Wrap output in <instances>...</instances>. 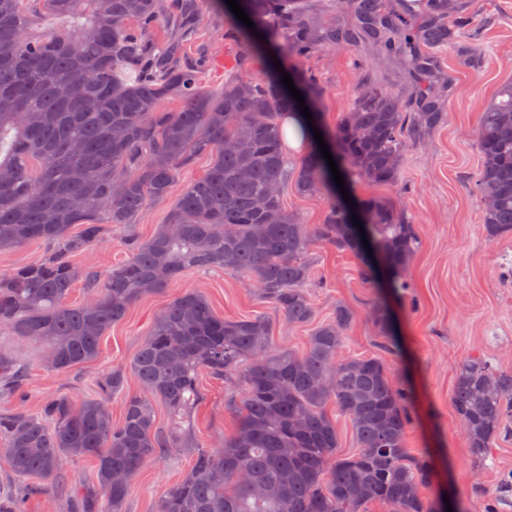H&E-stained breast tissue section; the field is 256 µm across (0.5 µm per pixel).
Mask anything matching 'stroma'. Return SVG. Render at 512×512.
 <instances>
[{
	"mask_svg": "<svg viewBox=\"0 0 512 512\" xmlns=\"http://www.w3.org/2000/svg\"><path fill=\"white\" fill-rule=\"evenodd\" d=\"M465 2L474 26L455 28V47L431 54L436 68L450 77L442 122L409 147L398 184L346 185L354 202L384 196L413 217L420 245L406 271L411 298L387 293L382 281L363 280L359 256L322 244L311 249L319 283L311 297L316 321L332 317L340 304L354 312L343 356L380 358L390 377L408 386L412 420L405 446L418 456L433 455L437 473L426 498L432 501L444 493L454 497L461 512H482L483 500L494 491L500 471L512 470V436L493 444V464L476 465L460 430L451 392L458 365L469 357L485 355L495 366L512 368V282L499 276L501 265L512 260V236L496 241L487 237L474 188L480 168L475 129L481 105L500 84L512 80V0ZM224 7V0H206L199 35L190 47L191 52L209 54L203 82L213 88L223 85L225 73L238 62L236 44L224 37ZM459 45L469 50L467 62L459 60L455 51ZM284 70L294 79L306 74L319 80L322 97L316 110L322 127L329 131L349 110L359 78L376 79L407 102L419 83L415 71L393 57L365 56L352 47L316 49L300 61L287 63ZM210 165V155L197 156L181 171L168 200L150 204L134 223L108 228L105 243L74 256V263L105 272L126 261L127 239L150 238L166 222L182 190ZM186 289L202 292L224 319L264 318L271 326L275 348L303 350L311 334L310 327L288 326L272 303L259 298L247 277L221 269L188 270L170 288L136 301L126 318L103 337L100 357L71 372L47 370L41 362V344H21L0 333V350L27 364V408H36L51 396L83 399L92 394L97 377L116 367H129L155 317ZM381 299L387 302L388 324L380 329L373 311ZM202 384L205 398L194 409L192 421L198 440L216 445L232 435L235 417L228 404L241 401L244 391L207 376ZM190 464L187 453L149 463L125 502V512H154L156 501Z\"/></svg>",
	"mask_w": 512,
	"mask_h": 512,
	"instance_id": "stroma-1",
	"label": "stroma"
}]
</instances>
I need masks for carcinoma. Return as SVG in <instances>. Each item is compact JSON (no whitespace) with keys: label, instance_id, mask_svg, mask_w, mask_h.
I'll list each match as a JSON object with an SVG mask.
<instances>
[{"label":"carcinoma","instance_id":"1","mask_svg":"<svg viewBox=\"0 0 512 512\" xmlns=\"http://www.w3.org/2000/svg\"><path fill=\"white\" fill-rule=\"evenodd\" d=\"M238 2L255 28L225 12L241 44L239 65L224 86L208 89V56L186 52L203 0H0V250L51 246L42 261L0 272V332L43 343L50 370L95 361L103 336L134 302L189 269L241 273L286 324L308 325L315 320L311 244L365 251L322 153L294 161L284 151L281 121L297 100L275 67L255 75L250 62L362 45L419 67L425 50L452 42L448 20L463 19V0H429L423 20L386 0H336V9L354 17L350 26L312 13L307 0ZM42 15L68 19L72 28L44 32ZM284 30L295 34L285 45L278 40ZM168 99L180 107L158 109ZM441 116L429 85L409 112L397 95L361 81L325 140L342 177L392 185L407 146ZM476 137L482 224L496 240L512 233V81L483 105ZM202 153L212 156L208 171L186 186L150 239L126 242L127 262L103 275L71 261L103 242L108 226L128 224L166 199ZM290 178L301 195L330 191L323 223L303 224L285 208ZM363 210L378 259L363 263L361 276L384 273L391 292L403 295L417 246L413 221L384 198L367 199ZM78 283L91 296L69 304ZM354 318L338 304L302 351L276 350L264 319L226 320L203 294L184 291L156 316L130 364L139 392L128 393L126 370L115 368L78 403L52 396L33 411L0 413V452L13 478L0 512H26L31 497L61 482L66 458L95 467V484L73 496L70 512H123L132 489L124 473L187 449L190 468L156 512H367L373 502L439 512L423 495L435 478L429 457L405 447L406 386L376 357H339ZM25 370L23 360L0 351V398L27 397ZM203 374L245 390L233 405V434L215 449L196 440L191 420L204 397ZM118 397L122 415L114 424ZM157 402L172 420L164 434L155 424ZM451 402L475 462L486 464L492 442L512 434V370L484 356L464 360ZM331 406L352 427L357 450L350 455L339 450ZM259 485L272 493L258 494ZM508 507L512 483H500L484 512Z\"/></svg>","mask_w":512,"mask_h":512}]
</instances>
